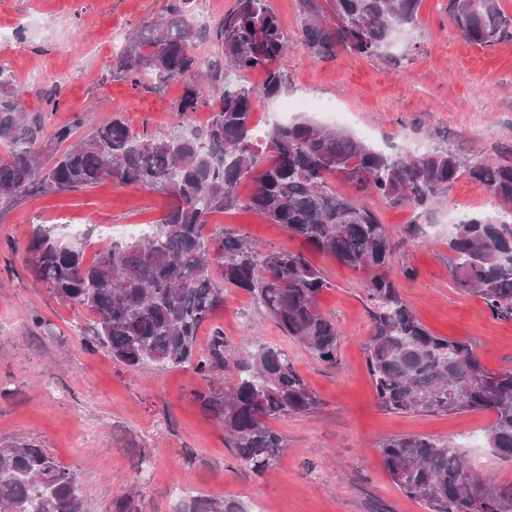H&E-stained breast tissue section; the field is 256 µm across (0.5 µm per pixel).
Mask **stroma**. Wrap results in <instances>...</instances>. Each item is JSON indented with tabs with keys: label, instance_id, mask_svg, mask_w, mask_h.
<instances>
[{
	"label": "stroma",
	"instance_id": "obj_1",
	"mask_svg": "<svg viewBox=\"0 0 512 512\" xmlns=\"http://www.w3.org/2000/svg\"><path fill=\"white\" fill-rule=\"evenodd\" d=\"M171 0H0V66L20 85L27 112L46 127L71 125L89 134L119 115L135 130L170 133L181 82L163 89L134 86L112 71L111 32L125 38L164 15ZM403 61L340 54L316 61L301 45L287 59L289 97H306L346 113L341 131L392 152L452 146L465 154L494 155L512 143V39L481 48L466 42L448 0H421L418 20L397 49ZM74 68L79 77L61 90L57 108L50 85H29L32 69ZM484 190L458 179L421 233L409 237L412 213L380 197L366 201L397 249L393 267L403 300L432 332L471 341L490 370H512V319L493 316L484 302L460 291L448 262L449 220L455 209L485 216ZM171 200L142 187L105 181L57 194L29 190L0 207V442L33 440L77 471L94 512L136 489L138 512H172L179 485L193 494L232 498L249 512H425L388 477L381 441L426 434L463 447L478 471L512 480V464L483 444L486 411L391 413L374 395L365 361L370 332L365 276L330 255L310 261L330 280L318 299L336 321L339 362L330 367L284 336L249 293L230 288L224 306L199 330L208 350L214 332L240 353L257 344L281 347L320 404L308 417L272 419L284 439L277 464L254 475L234 455L223 427L191 397L203 382L191 368L133 370L104 349L88 350L91 315L36 285L24 270L26 241L36 225L52 227L86 258L101 249L104 228L154 224ZM233 228L267 246L302 250L299 239L259 215L239 209L210 216L206 232Z\"/></svg>",
	"mask_w": 512,
	"mask_h": 512
}]
</instances>
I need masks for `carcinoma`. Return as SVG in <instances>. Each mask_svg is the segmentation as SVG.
<instances>
[{
    "label": "carcinoma",
    "instance_id": "1",
    "mask_svg": "<svg viewBox=\"0 0 512 512\" xmlns=\"http://www.w3.org/2000/svg\"><path fill=\"white\" fill-rule=\"evenodd\" d=\"M297 41L318 61L344 52L374 57L416 25L420 0H298ZM467 42L491 47L512 39V16L498 0H449ZM192 0H176L166 14L132 38L112 60L113 72L155 89L181 81L175 130L169 136L138 133L110 117L75 143L73 126L55 128L49 140L64 150L42 154L41 121L31 118L21 91L0 66V204L35 188L57 194L103 180L144 187L172 204L149 232L114 243L84 261L82 249L56 239L41 225L25 246L29 277L54 297L94 317L92 344L134 370L189 365L205 381L191 392L224 427L240 462L254 474L273 467L284 448L268 421L308 416L315 393L292 369L286 352L260 344L243 358L218 335L197 348L199 328L224 306L221 284L252 295L262 314L319 361L338 363L335 320L317 305L330 287L324 272L302 251L263 247L243 234L203 233L208 218L240 207L281 225L306 249L333 256L366 275L372 333L366 365L379 405L394 413L485 410L484 429L494 456L512 463V370L487 369L472 345L427 328L402 299L392 257L395 244L376 213L358 196L374 193L393 206L428 215L448 186L466 177L490 194L501 214H512V144L494 157L466 156L447 146L420 154L384 153L364 140L310 121L276 123L254 133L255 105L291 88L284 59L288 36L268 0H234L212 31L193 21ZM214 39L221 53L202 59L192 44ZM265 72L260 86L240 76ZM214 112L204 126L192 120L203 97ZM338 177L354 188H333ZM249 178L251 195L238 184ZM448 257L456 287L478 295L490 312L512 318V221L467 217L454 226ZM220 253L213 264L210 251ZM234 368L225 386L215 372ZM391 480L427 512H512V483L499 484L474 470L449 439L402 435L379 445ZM0 512H91L78 473L40 445L23 438L0 446ZM176 512H246L244 504L187 495Z\"/></svg>",
    "mask_w": 512,
    "mask_h": 512
}]
</instances>
